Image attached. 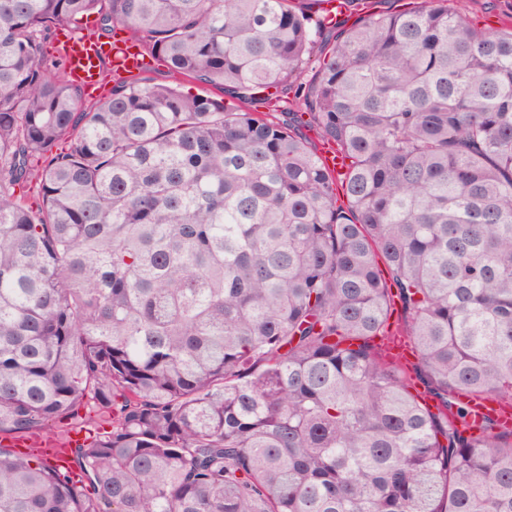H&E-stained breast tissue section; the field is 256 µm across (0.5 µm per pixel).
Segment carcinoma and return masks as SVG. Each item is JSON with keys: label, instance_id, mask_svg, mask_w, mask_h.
I'll return each mask as SVG.
<instances>
[{"label": "carcinoma", "instance_id": "carcinoma-1", "mask_svg": "<svg viewBox=\"0 0 512 512\" xmlns=\"http://www.w3.org/2000/svg\"><path fill=\"white\" fill-rule=\"evenodd\" d=\"M455 2L0 0V512H512V25ZM95 11L222 98L84 105L40 35ZM310 64L340 179L256 112ZM473 410L476 422H480L484 417L489 416L495 418L503 427L509 429L512 427V410L508 405L496 401H482L476 403Z\"/></svg>", "mask_w": 512, "mask_h": 512}]
</instances>
